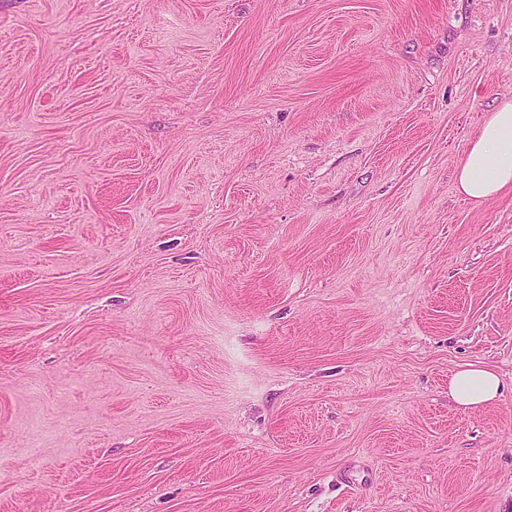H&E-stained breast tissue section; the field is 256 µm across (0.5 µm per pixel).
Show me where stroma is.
Wrapping results in <instances>:
<instances>
[{
    "mask_svg": "<svg viewBox=\"0 0 512 512\" xmlns=\"http://www.w3.org/2000/svg\"><path fill=\"white\" fill-rule=\"evenodd\" d=\"M505 99L512 0H0V512H512ZM456 179L462 195L475 203L512 191V99L502 100L471 139ZM502 382L493 370L475 365L453 372L448 379V394L465 410L479 409L501 394Z\"/></svg>",
    "mask_w": 512,
    "mask_h": 512,
    "instance_id": "35a3bbf8",
    "label": "stroma"
}]
</instances>
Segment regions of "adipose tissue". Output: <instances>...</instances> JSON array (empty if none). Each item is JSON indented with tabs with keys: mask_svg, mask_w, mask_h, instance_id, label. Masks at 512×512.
I'll return each mask as SVG.
<instances>
[{
	"mask_svg": "<svg viewBox=\"0 0 512 512\" xmlns=\"http://www.w3.org/2000/svg\"><path fill=\"white\" fill-rule=\"evenodd\" d=\"M460 192L476 203H485L512 191V99L502 100L471 139L457 164ZM502 382L493 370L469 365L453 372L448 394L465 410L494 402Z\"/></svg>",
	"mask_w": 512,
	"mask_h": 512,
	"instance_id": "ef3b65f1",
	"label": "adipose tissue"
}]
</instances>
